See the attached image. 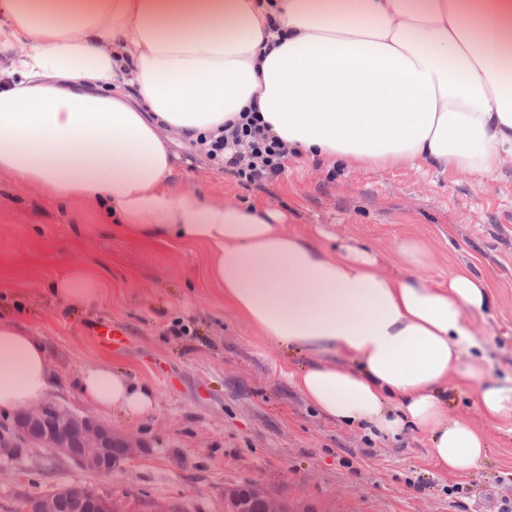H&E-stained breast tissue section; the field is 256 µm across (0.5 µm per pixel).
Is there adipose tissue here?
<instances>
[{"instance_id":"1","label":"adipose tissue","mask_w":512,"mask_h":512,"mask_svg":"<svg viewBox=\"0 0 512 512\" xmlns=\"http://www.w3.org/2000/svg\"><path fill=\"white\" fill-rule=\"evenodd\" d=\"M0 50V178L94 202L125 238L206 245L225 306L305 358L289 378L317 413L374 440L421 433L450 476L486 461L490 429L512 427V374L475 327L488 284L420 275L433 254L418 239L397 274L290 232L282 210L176 188L171 144L253 111L311 162L492 175L512 158V0H0ZM103 286L76 264L50 292L78 308ZM78 384L99 412L153 409L109 365ZM451 388L474 393L479 422L452 415ZM52 389L44 344L0 317V409Z\"/></svg>"}]
</instances>
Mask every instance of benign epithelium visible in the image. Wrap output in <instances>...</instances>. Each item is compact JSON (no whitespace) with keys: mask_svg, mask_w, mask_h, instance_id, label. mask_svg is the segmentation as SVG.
Returning a JSON list of instances; mask_svg holds the SVG:
<instances>
[{"mask_svg":"<svg viewBox=\"0 0 512 512\" xmlns=\"http://www.w3.org/2000/svg\"><path fill=\"white\" fill-rule=\"evenodd\" d=\"M142 447L139 438L120 434L96 417L77 414L45 401L16 411L0 425V460H14L29 448H45L58 458L101 474H110ZM60 497L72 500L75 512H125L122 503L108 493L71 484L32 499L28 512H55ZM259 500L262 512H288V503L259 484L224 487V512H250Z\"/></svg>","mask_w":512,"mask_h":512,"instance_id":"1","label":"benign epithelium"}]
</instances>
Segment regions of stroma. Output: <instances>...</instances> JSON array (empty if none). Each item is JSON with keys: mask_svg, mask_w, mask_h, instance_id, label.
<instances>
[{"mask_svg": "<svg viewBox=\"0 0 512 512\" xmlns=\"http://www.w3.org/2000/svg\"><path fill=\"white\" fill-rule=\"evenodd\" d=\"M172 175L210 197L286 211L295 232L378 254L424 240L426 276L465 265L485 278L495 307L477 327L493 339L494 371L512 369V160L482 181L428 166L349 169L288 157L277 178L241 182L192 143L175 144ZM205 246L142 244L113 234L94 204H62L0 180V295H18L16 318L45 343L57 380L50 398L93 413L77 378L107 363L154 394L151 413L112 410L103 422L140 438L137 455L109 474L40 448L0 463V512L77 483L107 490L127 512H224V488L255 482L297 512H502L512 499V432L490 434V452L468 474L440 475L416 432L373 441L314 412L292 387L297 360L271 350L224 306L207 277ZM105 281L91 304L66 309L48 293L72 263ZM125 329L129 347L101 351L90 322Z\"/></svg>", "mask_w": 512, "mask_h": 512, "instance_id": "1", "label": "stroma"}]
</instances>
